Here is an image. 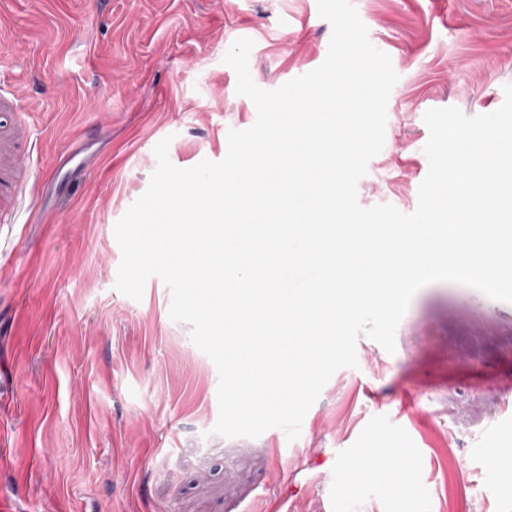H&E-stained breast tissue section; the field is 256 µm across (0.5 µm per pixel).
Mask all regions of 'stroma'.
I'll return each instance as SVG.
<instances>
[{
    "mask_svg": "<svg viewBox=\"0 0 512 512\" xmlns=\"http://www.w3.org/2000/svg\"><path fill=\"white\" fill-rule=\"evenodd\" d=\"M353 4L398 75L357 200L409 214L425 113L504 102L512 0ZM331 33L317 0H0V512H512V304L428 284L395 352L360 336L297 439H228L218 370L167 285L115 288L114 227L158 142L189 168L256 121L231 45L253 40L251 77L274 90L320 66ZM366 448L375 487L353 466Z\"/></svg>",
    "mask_w": 512,
    "mask_h": 512,
    "instance_id": "stroma-1",
    "label": "stroma"
}]
</instances>
